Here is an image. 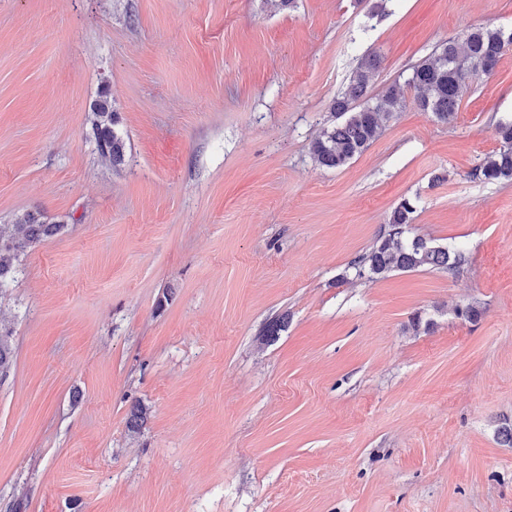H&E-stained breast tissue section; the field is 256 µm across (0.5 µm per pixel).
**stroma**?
Returning a JSON list of instances; mask_svg holds the SVG:
<instances>
[{
  "label": "stroma",
  "mask_w": 512,
  "mask_h": 512,
  "mask_svg": "<svg viewBox=\"0 0 512 512\" xmlns=\"http://www.w3.org/2000/svg\"><path fill=\"white\" fill-rule=\"evenodd\" d=\"M472 25L512 0H0V224L62 227L0 294V512H512V46L453 123L408 89L311 153L365 54L378 97ZM407 197L464 265L339 283ZM379 65L377 53L362 57L344 92L333 101L334 116L343 119L324 128L313 142L312 154L319 166L329 169L347 166L379 138L384 120L401 107L404 92L398 84L370 101L368 86ZM91 124L100 159L112 168L120 167L125 162V141L117 128L118 112L112 110L106 88L91 106ZM495 136L500 148L485 157L473 170V175L486 182H512V121L499 122Z\"/></svg>",
  "instance_id": "obj_1"
}]
</instances>
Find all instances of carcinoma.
<instances>
[{
	"instance_id": "carcinoma-1",
	"label": "carcinoma",
	"mask_w": 512,
	"mask_h": 512,
	"mask_svg": "<svg viewBox=\"0 0 512 512\" xmlns=\"http://www.w3.org/2000/svg\"><path fill=\"white\" fill-rule=\"evenodd\" d=\"M510 44L512 32L471 26L462 36L448 40L433 56L414 66L405 85L415 90L423 110L448 123L459 110L466 78L490 73ZM379 65L380 56L376 53L362 57L344 92L333 101L332 111L339 122L324 128L312 145L313 158L319 166L329 169L347 166L379 138L384 120L401 107L404 92L398 84L377 100H370L369 82ZM91 124L100 159L114 169L120 167L125 162V141L118 130V113L112 110L106 89L91 106ZM495 136L500 148L485 157L473 175L491 183L512 182V121L498 123ZM416 210L417 200L402 199L369 252L349 262L339 280L373 281L394 272L420 268L458 270L465 261L462 250H450L419 236L409 237ZM62 228L61 224H48L30 213L12 224H0V290L15 281L24 257ZM455 314L464 322L477 323L484 309L473 302L457 307ZM13 364L11 332L0 330V374L9 372Z\"/></svg>"
}]
</instances>
